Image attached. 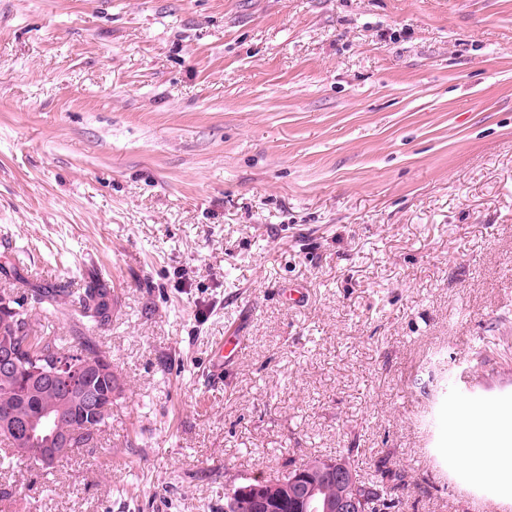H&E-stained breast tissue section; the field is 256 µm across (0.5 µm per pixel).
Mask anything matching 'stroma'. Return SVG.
Masks as SVG:
<instances>
[{
	"instance_id": "1",
	"label": "stroma",
	"mask_w": 512,
	"mask_h": 512,
	"mask_svg": "<svg viewBox=\"0 0 512 512\" xmlns=\"http://www.w3.org/2000/svg\"><path fill=\"white\" fill-rule=\"evenodd\" d=\"M97 280L110 426L0 512H224L350 448L401 512H512L456 439L512 420V0H0V289ZM238 348L239 340L236 336H228L225 341L219 340L216 343L213 370L220 374L224 370V365L235 358Z\"/></svg>"
}]
</instances>
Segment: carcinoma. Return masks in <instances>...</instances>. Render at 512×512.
I'll use <instances>...</instances> for the list:
<instances>
[{"instance_id":"1","label":"carcinoma","mask_w":512,"mask_h":512,"mask_svg":"<svg viewBox=\"0 0 512 512\" xmlns=\"http://www.w3.org/2000/svg\"><path fill=\"white\" fill-rule=\"evenodd\" d=\"M109 293L110 289L100 281L88 286L79 296L73 316L98 327L106 325L109 321ZM4 296L8 298L10 309L0 310V337L13 340L20 358L19 366L12 373H0V418L22 423L49 413L60 417L59 428L63 431L76 425H91L100 433L105 431L110 417L96 420L78 399L66 397L64 392L53 386L30 383V369L46 366L57 358L76 374L89 378L88 385L101 393H109L115 387L114 375L110 372L112 361L99 350L91 337L73 336L65 347L58 337L38 331L36 316L58 313L66 305V290L40 288L33 291L30 302L15 296L11 289H0V298ZM320 465L319 457L298 465L290 461L280 475L268 481L267 489L276 495L289 474L299 469L308 472ZM401 481L402 475L390 471L381 472V478L377 480L362 481L368 512H388L395 508L399 497L394 491L400 487ZM342 492L343 488L336 481L322 477L317 482L313 504L334 501Z\"/></svg>"}]
</instances>
